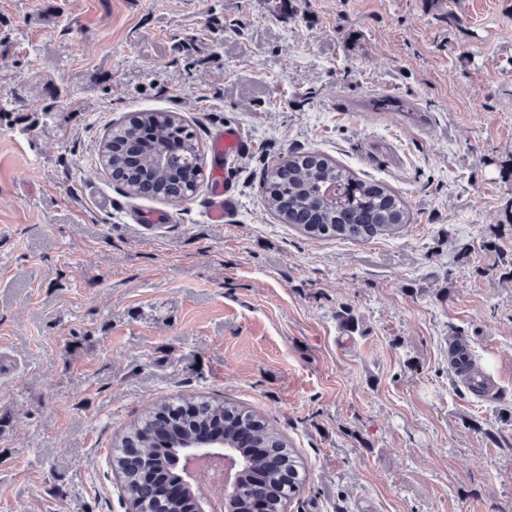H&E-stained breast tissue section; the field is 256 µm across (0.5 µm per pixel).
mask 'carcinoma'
Instances as JSON below:
<instances>
[{"label":"carcinoma","instance_id":"obj_1","mask_svg":"<svg viewBox=\"0 0 512 512\" xmlns=\"http://www.w3.org/2000/svg\"><path fill=\"white\" fill-rule=\"evenodd\" d=\"M144 137L131 152L125 127L110 130L99 148L101 164L135 196L170 200L178 190L196 192L203 181L201 148L182 117L146 109L133 115ZM267 208L309 238L367 241L410 223L405 202L387 185L315 153L289 157L266 188ZM216 428L224 447L241 460L237 486L225 494L228 512H253L261 493L266 512H284L306 475L297 451L279 429L224 400L162 401L129 425L112 452V468L123 476L122 491L134 512H198L194 486L170 485L181 471L183 443Z\"/></svg>","mask_w":512,"mask_h":512}]
</instances>
